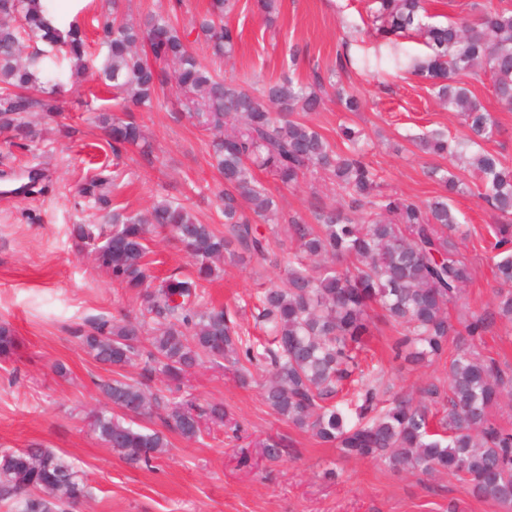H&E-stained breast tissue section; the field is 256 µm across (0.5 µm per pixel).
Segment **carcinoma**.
<instances>
[{"instance_id":"cac0c4a2","label":"carcinoma","mask_w":512,"mask_h":512,"mask_svg":"<svg viewBox=\"0 0 512 512\" xmlns=\"http://www.w3.org/2000/svg\"><path fill=\"white\" fill-rule=\"evenodd\" d=\"M238 3L210 0L195 35L179 31L173 13L149 12L131 23L119 13L117 0L98 19V40L106 49L98 79L120 99L122 112L96 116L112 155L136 148L148 157L137 113L150 109L165 88H175L179 116L209 133V155L222 179L224 230L201 223L175 200H160L145 214L129 212L112 203L113 180L100 174L85 178L80 193L105 211V223L74 224L70 234L77 250L94 253L112 282L132 289L147 285L149 242L158 228L181 245L193 267V274H172L148 292L139 315L95 319L77 330L96 362L140 369L139 380L123 375L97 383L112 410L92 414L93 431L127 463L151 468L169 447L166 433L197 441L204 422L226 425L229 419L222 405L172 401L145 381L179 382L207 360L239 368L244 382L246 364L262 365L269 408L344 456L378 461L397 472L455 476L474 497L512 512V430L492 417L503 399L512 398V367L479 351L495 319L512 325V168L483 147L500 135V126L462 82L490 79L498 103L512 110V7L491 6L476 18L444 25L424 21L426 0H371L373 34L390 41L393 69L431 84L467 130L455 144L432 132L416 138V146L467 164L472 186L501 219L492 228L498 256L495 308L455 321L448 309L462 299L472 267L463 253L467 231L451 201L469 185L435 167L431 174L441 193L426 204L379 191L352 125L339 126L348 145L344 153L298 116L322 108L323 84L334 82V69L325 77L314 72L308 84L290 78L266 82L257 96L203 65L193 52L196 43L217 59L233 52L234 33L224 18ZM45 10L40 0H0V133L20 147L40 138L26 115L62 109L57 95L79 86L91 68L81 29L50 25ZM412 33L427 48L422 56H410L392 41ZM26 40L44 48L24 56ZM258 170L286 186L327 172L347 207H320L309 219L286 217L257 178ZM259 221L288 224L295 243L283 284L257 295L253 318L268 336L261 346L243 337L237 312L204 306L199 292L226 257L271 261ZM375 308L398 334L394 358L410 365L442 359L450 337L467 336L465 346L450 354L448 391L431 382L417 403L394 394L379 406L382 369L364 367L360 358ZM151 322L154 336L145 347L141 336ZM15 347L13 328L1 321L0 357H9ZM155 416L163 429L139 424ZM88 494L83 476L53 448L0 452V504L8 512H70Z\"/></svg>"}]
</instances>
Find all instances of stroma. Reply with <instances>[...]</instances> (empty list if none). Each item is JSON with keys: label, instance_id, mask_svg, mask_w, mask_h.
<instances>
[{"label": "stroma", "instance_id": "stroma-1", "mask_svg": "<svg viewBox=\"0 0 512 512\" xmlns=\"http://www.w3.org/2000/svg\"><path fill=\"white\" fill-rule=\"evenodd\" d=\"M369 0H281L274 22H267L255 0H240L228 23L237 40L229 61L212 60L204 46L196 52L205 65L239 83L260 86L287 72L309 79L313 68L326 69L343 52L369 58L385 56L386 48L367 32ZM300 62L290 67V50ZM339 79L362 97L360 111L346 112L335 96L307 120L330 142H337L340 123L363 129L370 139L365 157L380 177V189L417 201L439 192L427 175L436 158L419 151L413 136L440 131L452 137L465 129L454 113L442 107L430 86L405 72L364 73L352 70ZM474 94L501 127L489 150L512 167V111L502 108L488 84H474ZM114 109L112 95L87 78L69 97L61 114L33 112L44 137L33 146H8L0 136V320L14 328L18 348L0 358V450L40 444L67 456L87 480L90 493L77 512H501L498 505L474 498L462 481L396 472L370 460L342 456L339 448L321 443L276 415L263 398V376L241 384L233 371L211 363L184 378L183 395L200 404L223 405L237 431L212 428L198 441L169 434V448L153 468L127 464L106 448L87 415L103 398L97 380L111 378L108 367L93 360L75 332L85 320L134 316L143 292L113 284L89 252L77 251L68 229L96 223L98 213L78 195L85 177L99 168L118 173L115 200L133 212L150 210L156 200L186 201L206 224L224 219L214 196L220 181L211 167L206 132L189 121L176 120L175 92L155 101L143 113L152 154L135 151L114 159L95 117ZM36 170L42 193L15 195L20 174ZM261 181L288 216H309L315 206L341 205L331 180L283 186L269 173ZM454 206L470 236L466 255L472 279L463 307L492 310L494 262L488 232L496 213L477 195L456 196ZM271 238L272 263L260 266L246 259L226 261L217 277L204 282L209 306H241L258 290L285 277L290 244L284 225H261ZM396 337L378 324L367 340V356L384 371L391 392L421 400L423 388L445 378L443 363L411 367L396 360ZM64 364L57 373L56 364ZM280 440L282 456L262 457L259 443Z\"/></svg>", "mask_w": 512, "mask_h": 512}]
</instances>
